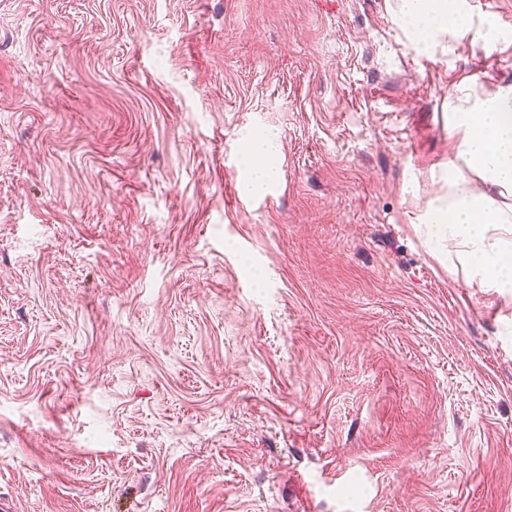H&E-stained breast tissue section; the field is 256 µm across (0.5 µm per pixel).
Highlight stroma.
<instances>
[{
	"label": "stroma",
	"instance_id": "stroma-1",
	"mask_svg": "<svg viewBox=\"0 0 512 512\" xmlns=\"http://www.w3.org/2000/svg\"><path fill=\"white\" fill-rule=\"evenodd\" d=\"M393 5L0 0L10 512H512V293L421 222L512 44ZM396 15L402 28L424 50L447 39L448 50H454L475 35L490 51L503 42H511L509 34L502 32L490 17L475 25L467 0H396ZM269 152L270 145L266 139L253 142L248 149V160L251 157L260 160L258 164L250 167L248 188L253 192L263 191L268 183L278 175V171L266 161Z\"/></svg>",
	"mask_w": 512,
	"mask_h": 512
}]
</instances>
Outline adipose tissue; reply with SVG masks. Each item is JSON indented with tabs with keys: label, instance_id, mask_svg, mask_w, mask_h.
<instances>
[{
	"label": "adipose tissue",
	"instance_id": "ef3b65f1",
	"mask_svg": "<svg viewBox=\"0 0 512 512\" xmlns=\"http://www.w3.org/2000/svg\"><path fill=\"white\" fill-rule=\"evenodd\" d=\"M403 29L422 49L480 37L488 50L511 39L492 18L473 21L468 0H396ZM453 158L424 215L429 241L456 240L463 270L485 288L512 292V83L462 85L448 102Z\"/></svg>",
	"mask_w": 512,
	"mask_h": 512
}]
</instances>
